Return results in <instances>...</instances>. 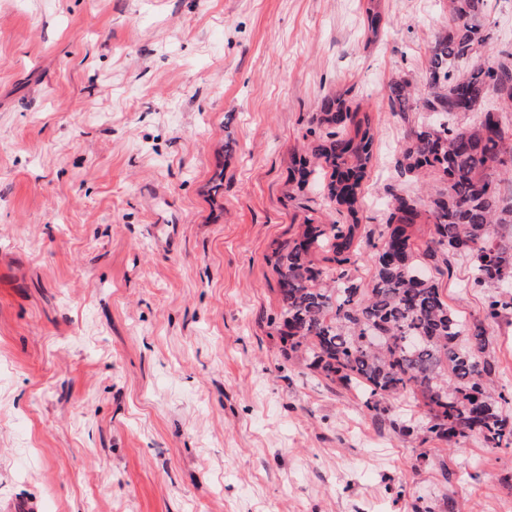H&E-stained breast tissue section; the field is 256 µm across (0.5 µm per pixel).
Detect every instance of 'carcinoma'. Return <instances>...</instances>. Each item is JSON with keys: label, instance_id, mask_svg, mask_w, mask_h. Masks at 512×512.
<instances>
[{"label": "carcinoma", "instance_id": "cac0c4a2", "mask_svg": "<svg viewBox=\"0 0 512 512\" xmlns=\"http://www.w3.org/2000/svg\"><path fill=\"white\" fill-rule=\"evenodd\" d=\"M486 2L448 0V31L431 46L425 87L403 76L387 86L402 118L427 113L410 131L400 166L432 180V192L423 210L393 195L377 239L367 236L371 283L362 287L350 271L364 259L358 214L375 134L369 116L350 111L340 95L322 100L313 118L319 135L292 157L289 184L300 192L310 177L329 173L326 197L347 223L308 214L268 261L284 359L362 392L378 415L392 398L420 402L428 422L401 425L406 435L422 430L448 443L477 436L511 450L512 421L499 412L507 396L488 387L497 364L485 336L487 323L512 312V296H488L484 319L471 322L434 279L462 254L472 262L471 288L498 289L512 275V238L496 232L512 224V52H491Z\"/></svg>", "mask_w": 512, "mask_h": 512}]
</instances>
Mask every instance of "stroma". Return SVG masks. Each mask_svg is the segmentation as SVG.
<instances>
[{
	"label": "stroma",
	"instance_id": "stroma-1",
	"mask_svg": "<svg viewBox=\"0 0 512 512\" xmlns=\"http://www.w3.org/2000/svg\"><path fill=\"white\" fill-rule=\"evenodd\" d=\"M0 0V512H512V451L404 436L283 359L268 262L291 150L329 94L376 130L363 226L393 194L446 0ZM224 183L212 190L216 170ZM457 258L467 319L489 292ZM512 391V314L487 333Z\"/></svg>",
	"mask_w": 512,
	"mask_h": 512
}]
</instances>
